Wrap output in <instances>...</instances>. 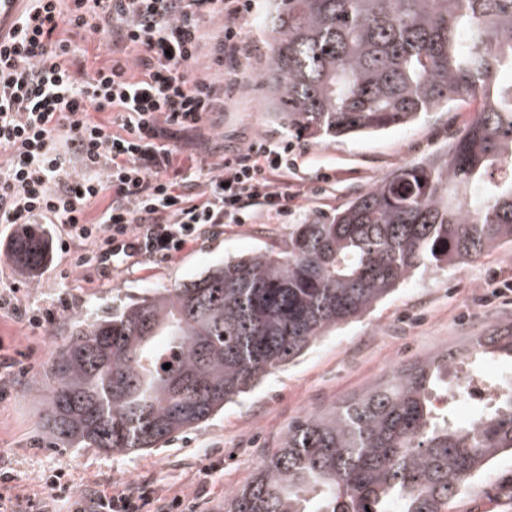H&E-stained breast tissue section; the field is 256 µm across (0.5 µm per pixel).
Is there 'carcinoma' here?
<instances>
[{
  "label": "carcinoma",
  "mask_w": 512,
  "mask_h": 512,
  "mask_svg": "<svg viewBox=\"0 0 512 512\" xmlns=\"http://www.w3.org/2000/svg\"><path fill=\"white\" fill-rule=\"evenodd\" d=\"M268 26L260 83L291 132L371 135L474 100L475 115L442 151L292 225L283 246L74 317L46 369L55 444L161 448L416 273L512 243V0H273ZM47 247L28 225L12 244L17 267L38 272ZM496 356L512 359V323L304 416L224 512H446L512 453V384L492 387L467 423L437 405L458 365Z\"/></svg>",
  "instance_id": "carcinoma-1"
}]
</instances>
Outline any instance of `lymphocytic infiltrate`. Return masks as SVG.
Masks as SVG:
<instances>
[{
	"label": "lymphocytic infiltrate",
	"instance_id": "1",
	"mask_svg": "<svg viewBox=\"0 0 512 512\" xmlns=\"http://www.w3.org/2000/svg\"><path fill=\"white\" fill-rule=\"evenodd\" d=\"M255 0H19L0 28V224H58L55 245L107 275L172 261L205 230L286 223L294 144L263 137L208 162L183 154L235 90L250 51L241 22ZM103 35L111 64L86 72L74 36ZM208 59L222 73L200 72ZM110 113L107 121L94 120ZM46 500L0 473V512H143L154 486L85 496L64 469Z\"/></svg>",
	"mask_w": 512,
	"mask_h": 512
}]
</instances>
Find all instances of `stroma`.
Masks as SVG:
<instances>
[{
	"mask_svg": "<svg viewBox=\"0 0 512 512\" xmlns=\"http://www.w3.org/2000/svg\"><path fill=\"white\" fill-rule=\"evenodd\" d=\"M271 8V0H257L254 14L242 22L252 51L223 111L214 113L202 131L182 134L178 146L207 159L225 149H242L257 136L295 142L298 167L288 181L297 194L296 210L288 223L236 224L206 234L176 261L148 260L140 272L91 282L68 254L51 255L36 278L22 275L11 255L10 228L0 225V289L20 285L19 300L30 309L67 302L54 322L38 329L0 315V340L15 360L13 367H0V469L11 472L18 493L45 498L44 476L62 467L74 487L85 492L119 494L147 481L166 498L194 495L196 512H223L225 496L251 479L292 422L340 405L437 349L512 323V302L491 296L495 275L512 268V248H503L456 269L416 275L368 316L321 338L302 357L165 447L124 456L48 447L37 395L45 385L44 365L67 340L74 316L171 287L218 260L279 245L290 225L333 212L390 170L439 150L471 117L472 106H452L381 135L325 143L289 132L269 116L256 83L269 49L265 21ZM326 171L331 174L327 182L320 178ZM447 512H512V455L498 458L450 501Z\"/></svg>",
	"mask_w": 512,
	"mask_h": 512,
	"instance_id": "stroma-1",
	"label": "stroma"
}]
</instances>
